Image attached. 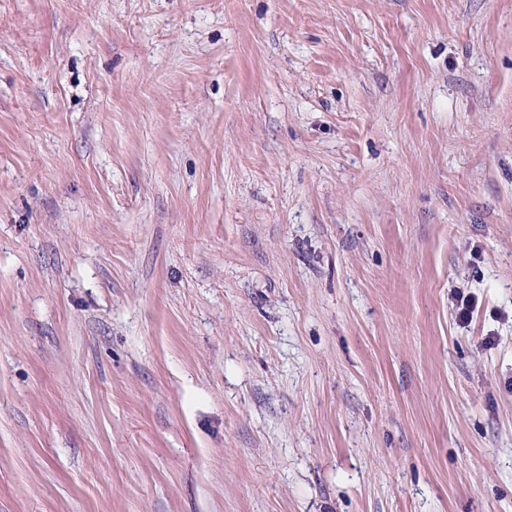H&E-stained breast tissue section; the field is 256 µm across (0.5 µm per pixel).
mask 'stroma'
<instances>
[{"mask_svg":"<svg viewBox=\"0 0 512 512\" xmlns=\"http://www.w3.org/2000/svg\"><path fill=\"white\" fill-rule=\"evenodd\" d=\"M0 512H512V0H0Z\"/></svg>","mask_w":512,"mask_h":512,"instance_id":"35a3bbf8","label":"stroma"}]
</instances>
